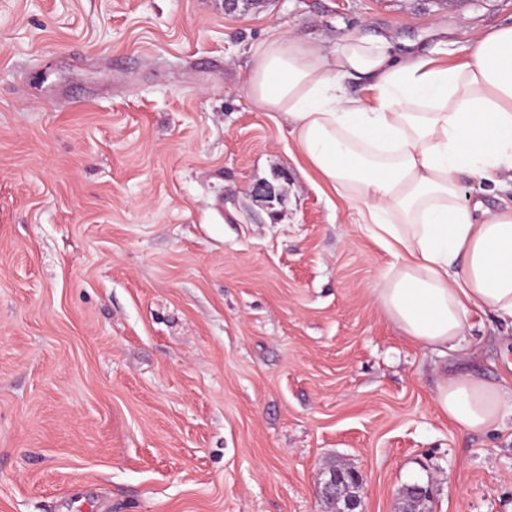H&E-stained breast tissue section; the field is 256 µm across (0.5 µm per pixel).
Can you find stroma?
<instances>
[{
  "label": "stroma",
  "instance_id": "stroma-1",
  "mask_svg": "<svg viewBox=\"0 0 512 512\" xmlns=\"http://www.w3.org/2000/svg\"><path fill=\"white\" fill-rule=\"evenodd\" d=\"M512 24V0H0V512H512V415L434 404L447 373L508 378L402 336L397 270L252 101L254 50L387 35L403 54ZM273 183L267 202L252 189ZM364 479L362 475L351 468H340L328 471V478L323 483V494L328 499L341 502L338 512H363L362 497ZM351 488L352 491L346 493Z\"/></svg>",
  "mask_w": 512,
  "mask_h": 512
}]
</instances>
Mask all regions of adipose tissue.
<instances>
[{"mask_svg":"<svg viewBox=\"0 0 512 512\" xmlns=\"http://www.w3.org/2000/svg\"><path fill=\"white\" fill-rule=\"evenodd\" d=\"M348 78L366 79L365 95ZM248 91L285 118L302 160L361 229L401 259L376 290L386 318L438 356L477 358L465 342L472 312L512 323V25L478 34L454 62L397 60L382 35L275 29L253 53ZM464 177L500 191L498 204H464ZM434 403L458 428L497 429L512 384L453 376Z\"/></svg>","mask_w":512,"mask_h":512,"instance_id":"adipose-tissue-1","label":"adipose tissue"}]
</instances>
